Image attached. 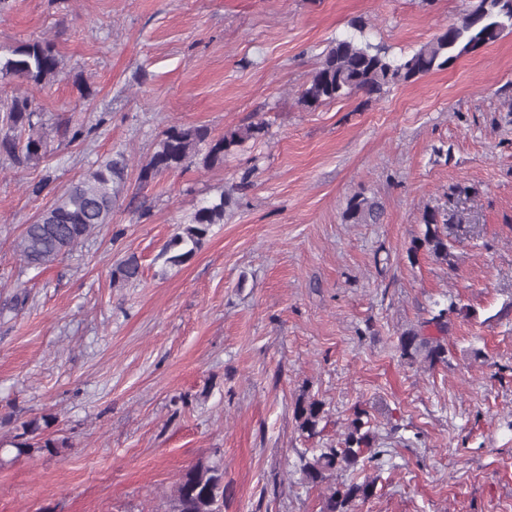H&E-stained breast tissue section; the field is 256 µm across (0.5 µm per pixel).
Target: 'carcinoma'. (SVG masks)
Here are the masks:
<instances>
[{
  "label": "carcinoma",
  "mask_w": 512,
  "mask_h": 512,
  "mask_svg": "<svg viewBox=\"0 0 512 512\" xmlns=\"http://www.w3.org/2000/svg\"><path fill=\"white\" fill-rule=\"evenodd\" d=\"M355 29L359 36L335 38L323 53L319 66L311 73L300 93V103L307 108L348 98L357 93L379 96L391 87L411 83L434 70L449 67L458 58L461 48L477 49L496 42L505 31H512V0H470L465 16L443 29L417 50L397 58L389 46L373 44L364 35V25ZM61 59L54 44L48 40H33L0 53V82L20 80L41 87L54 81ZM40 109L29 96L0 98V149L12 155L20 154L26 162H38L47 154L48 144L35 128ZM263 127L238 129L214 138L203 126H172L163 134L141 178L178 170L196 159L210 168L224 161L232 148L261 134ZM128 159L123 154L107 159L90 169L85 177L61 194L44 210L37 221L25 227L16 249L26 266L42 268L59 260L89 237L94 229L107 224L124 184ZM229 201L225 194L216 201L200 205L189 222L164 245L170 254L168 261L179 264L201 248L212 226L224 223V210ZM383 212L380 202L359 193L352 196L344 212L351 224H375ZM467 222L464 212L452 213L428 208L422 214L423 237L414 241L411 250L425 249L436 259L448 262L450 245L448 225ZM141 265L131 254L122 259L112 272L113 278L134 282L140 277ZM457 311L455 302L421 323L419 328L405 330L399 340L401 357L413 360L419 354L434 364L447 357L440 336L448 330V316ZM324 403L312 397L300 396L294 404L293 416L298 430L307 437L320 433L324 418ZM23 432L11 440H0V447L11 446L22 454L32 448L48 452L66 446L65 440L41 436L38 420L23 423ZM374 432L369 414L360 406L353 408L339 445L312 449L302 454L299 471L303 480L321 485L337 473L355 471L358 466L373 461L371 452ZM375 493V482L363 480L338 481L328 486L321 512H351L357 502H364ZM224 463L215 459L198 463L184 470L173 494L172 512H223Z\"/></svg>",
  "instance_id": "obj_1"
}]
</instances>
